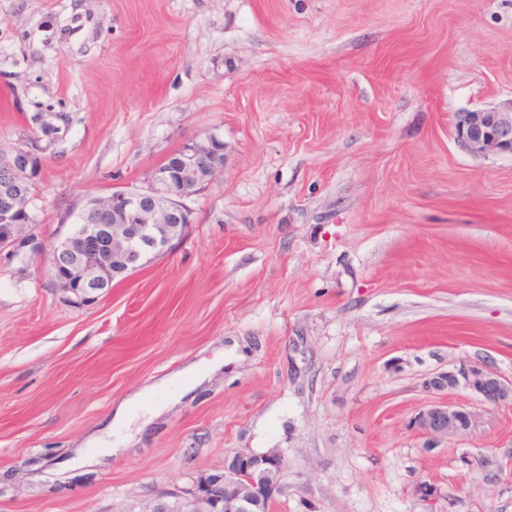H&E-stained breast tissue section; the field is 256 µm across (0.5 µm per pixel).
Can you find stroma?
I'll use <instances>...</instances> for the list:
<instances>
[{
	"label": "stroma",
	"instance_id": "35a3bbf8",
	"mask_svg": "<svg viewBox=\"0 0 512 512\" xmlns=\"http://www.w3.org/2000/svg\"><path fill=\"white\" fill-rule=\"evenodd\" d=\"M511 100L512 0H0V150L64 129L39 238L224 142L184 237L94 304L0 262V512H177L271 450L270 512H512V407L412 423L435 373L512 378V155L453 135Z\"/></svg>",
	"mask_w": 512,
	"mask_h": 512
}]
</instances>
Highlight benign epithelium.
<instances>
[{"mask_svg": "<svg viewBox=\"0 0 512 512\" xmlns=\"http://www.w3.org/2000/svg\"><path fill=\"white\" fill-rule=\"evenodd\" d=\"M454 137L470 154L485 157L512 153V101L492 109L457 116ZM42 138L31 137L24 147L0 153V254L24 260L30 254L50 256L47 276L67 299L88 303L111 288L110 280L138 270L150 256L168 252L190 224L185 200L198 192L224 166V142L215 135L182 144L153 168L145 186L112 192L110 201H87L82 212L105 217L80 231L65 223V233L52 242L24 233L18 220L29 204L30 189L42 172ZM441 399L414 418V425L431 436H460L474 428L481 411L512 406V379L487 365H462L425 380ZM464 388L473 403L445 399ZM283 460L279 453L239 452L224 463V472L197 481L183 492L184 512H269L280 493Z\"/></svg>", "mask_w": 512, "mask_h": 512, "instance_id": "1", "label": "benign epithelium"}]
</instances>
